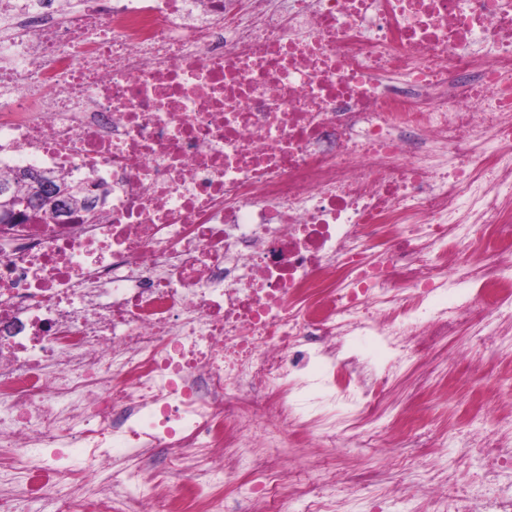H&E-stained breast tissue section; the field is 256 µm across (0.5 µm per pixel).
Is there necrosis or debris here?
<instances>
[{"label":"necrosis or debris","instance_id":"4bbe7bcc","mask_svg":"<svg viewBox=\"0 0 512 512\" xmlns=\"http://www.w3.org/2000/svg\"><path fill=\"white\" fill-rule=\"evenodd\" d=\"M21 167L111 192L0 224V447L29 476L0 512L54 493L60 512H196L245 471V512H353L367 482L364 512H390L428 375L369 425L390 376L463 323L495 411L512 0H0V179ZM465 261L479 290L456 306ZM340 408L384 463L317 495L271 451L335 443ZM457 443L480 468L421 464L426 512H512V418ZM76 451L111 480L85 489Z\"/></svg>","mask_w":512,"mask_h":512}]
</instances>
